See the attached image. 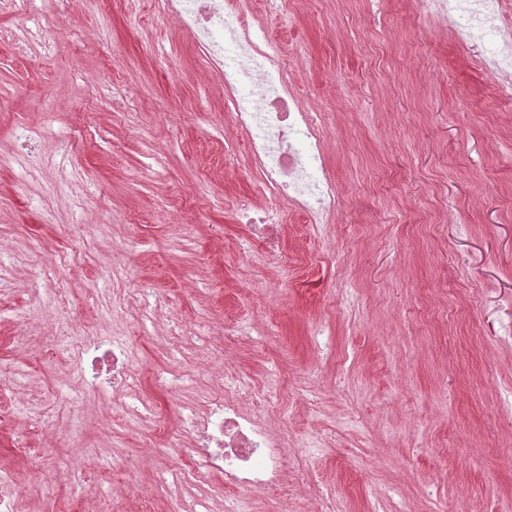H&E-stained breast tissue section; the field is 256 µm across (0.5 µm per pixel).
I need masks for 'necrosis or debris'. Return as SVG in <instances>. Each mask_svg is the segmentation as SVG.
<instances>
[{
	"label": "necrosis or debris",
	"mask_w": 512,
	"mask_h": 512,
	"mask_svg": "<svg viewBox=\"0 0 512 512\" xmlns=\"http://www.w3.org/2000/svg\"><path fill=\"white\" fill-rule=\"evenodd\" d=\"M416 13L452 28L462 40L482 38L491 49L482 67L502 93L512 96V0H413ZM163 12L193 38L207 64L224 78V104L232 122L247 132L253 174L269 203L239 216L262 248L253 259L263 264L282 252L283 205L302 213L307 223H334L341 194L327 166L322 124L293 90L279 50L264 26L247 18L253 0H162ZM80 379L89 390L118 391L131 414L153 412L129 370L128 350L103 336L76 341ZM181 433L190 479H221L236 487L225 497L224 512H247L250 502L276 486L288 471V436L268 420V398L236 375L222 391L199 405L183 406Z\"/></svg>",
	"instance_id": "4bbe7bcc"
}]
</instances>
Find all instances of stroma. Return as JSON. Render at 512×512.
<instances>
[{
	"mask_svg": "<svg viewBox=\"0 0 512 512\" xmlns=\"http://www.w3.org/2000/svg\"><path fill=\"white\" fill-rule=\"evenodd\" d=\"M254 20L320 114L342 195L317 230L286 210L265 265L237 221L267 200L247 136L157 0H55L48 51L0 15V375L19 382L0 394V466L17 512H169L181 402L228 373L268 391L336 512H512V99L484 45L412 0H289L281 17L254 0ZM177 324L194 352L171 346ZM70 332L128 343L154 415L82 392ZM285 504L310 512L308 486L287 477L253 510Z\"/></svg>",
	"mask_w": 512,
	"mask_h": 512,
	"instance_id": "stroma-1",
	"label": "stroma"
}]
</instances>
